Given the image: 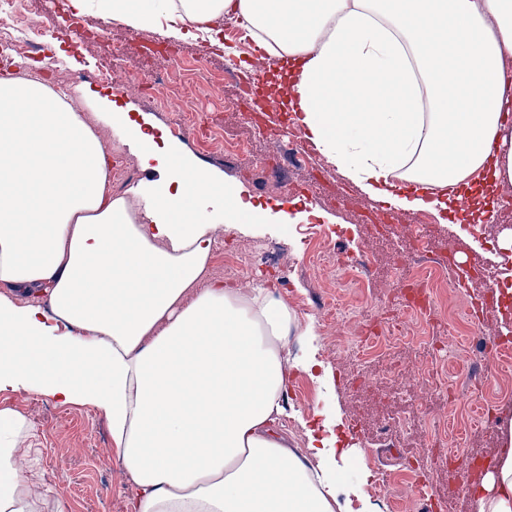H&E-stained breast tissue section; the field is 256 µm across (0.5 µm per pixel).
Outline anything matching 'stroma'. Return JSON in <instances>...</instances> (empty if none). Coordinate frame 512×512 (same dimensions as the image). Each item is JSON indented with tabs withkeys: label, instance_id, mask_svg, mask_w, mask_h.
Masks as SVG:
<instances>
[{
	"label": "stroma",
	"instance_id": "35a3bbf8",
	"mask_svg": "<svg viewBox=\"0 0 512 512\" xmlns=\"http://www.w3.org/2000/svg\"><path fill=\"white\" fill-rule=\"evenodd\" d=\"M236 27V21L224 18L213 22L210 31L169 39L171 56L132 55L113 62L108 49L121 50L154 37L153 32L118 21L108 43L64 40L67 60L41 71L40 76L48 85L75 90L86 112L96 111L98 98L112 99L132 120L145 123L158 147H179L213 174L238 185L244 201L290 214L291 223L261 224L244 233L219 228L209 275L240 293H249L258 285V278L248 272L233 276L224 272L225 248L248 253L259 241L286 244V259L294 276L283 299L300 324L314 325L320 363L318 378L298 371L289 376V416L283 424L296 448H306V430L313 427L334 448L350 449L339 480L369 499L377 512L385 509L373 489L377 469L409 465L425 471L428 481L419 490L408 483L396 488L399 498L412 503L421 496L440 498L444 512H477L473 496L449 495L448 468L439 463L431 448L430 424L450 419L448 444L460 454L499 455L505 444L504 426L475 424L478 408L467 399L474 396L479 403L512 408V358L490 363L463 340L453 355L443 358L427 352L422 338L441 335L440 325L445 321L462 337L472 328L491 343L512 337V277L500 280L494 289L487 278L488 272L500 269L504 257L500 239L512 233V184L499 186L497 195L504 205L484 220L477 240L461 233L456 224L439 222L430 212H395L397 224H427L430 264L451 254L471 253L486 272L463 275L449 271V280L462 281L463 286L443 289L435 296L430 316L438 320L437 328L412 321L416 342L398 346L394 356L356 363L349 349L370 327L382 319L393 326L399 324L402 309L395 293L403 281L396 269L411 268L413 259L404 238L382 223L386 205L363 194L325 155L314 153L299 165L290 163L287 153H276L273 140L263 135L258 121L267 95L240 93L236 70L246 50L223 34L224 29ZM106 64L113 67L111 83L83 80V73ZM145 66L162 73L165 85H182L201 112L200 127L171 131L176 110L154 109L152 91L130 80L132 71ZM234 98L240 101L237 109L220 111V101ZM102 135L112 154L113 169L133 166L137 185L157 179V172L143 165L119 128L104 126ZM239 141L250 142L256 152L266 156L265 168L225 156V144ZM346 252L368 258L370 272L364 285L352 283L337 270L336 256ZM328 304L340 309L332 322L321 311ZM393 363L398 366L397 378L391 384H381L382 371ZM423 369L447 375L464 399L456 411H449L446 394L419 383ZM3 407L20 411L29 421L31 430L24 444L37 450L32 469L48 488L50 498L64 501L66 512H128L130 475L119 460L109 422L101 412L89 405H60L36 393L10 390L0 392ZM397 419L401 427L389 429V422Z\"/></svg>",
	"mask_w": 512,
	"mask_h": 512
}]
</instances>
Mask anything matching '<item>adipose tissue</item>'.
Returning <instances> with one entry per match:
<instances>
[{"label":"adipose tissue","instance_id":"1","mask_svg":"<svg viewBox=\"0 0 512 512\" xmlns=\"http://www.w3.org/2000/svg\"><path fill=\"white\" fill-rule=\"evenodd\" d=\"M146 30L231 16L291 63L281 102L371 199L444 217L458 188L512 183V0H71ZM0 77V391L89 404L107 418L130 512H376L341 497L334 450L279 425L292 371L314 373L317 334L260 286L207 278L229 227L269 220L240 189L117 112L159 177L117 195L112 158L65 89ZM409 187L400 192L397 180ZM307 347L290 355L289 337ZM30 425L0 408V512H65L23 473ZM478 512H512V433Z\"/></svg>","mask_w":512,"mask_h":512}]
</instances>
